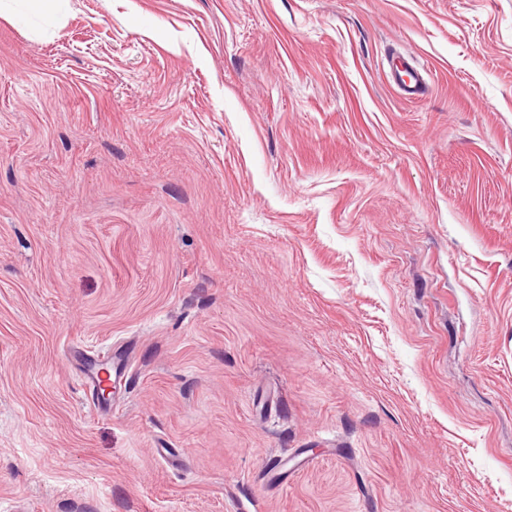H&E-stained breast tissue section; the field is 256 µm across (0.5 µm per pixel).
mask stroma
Here are the masks:
<instances>
[{
    "mask_svg": "<svg viewBox=\"0 0 512 512\" xmlns=\"http://www.w3.org/2000/svg\"><path fill=\"white\" fill-rule=\"evenodd\" d=\"M250 498L512 512V0H0V512ZM395 59L398 63L390 66V77L399 94L410 101L420 99L429 89L426 70L403 56Z\"/></svg>",
    "mask_w": 512,
    "mask_h": 512,
    "instance_id": "obj_1",
    "label": "stroma"
}]
</instances>
